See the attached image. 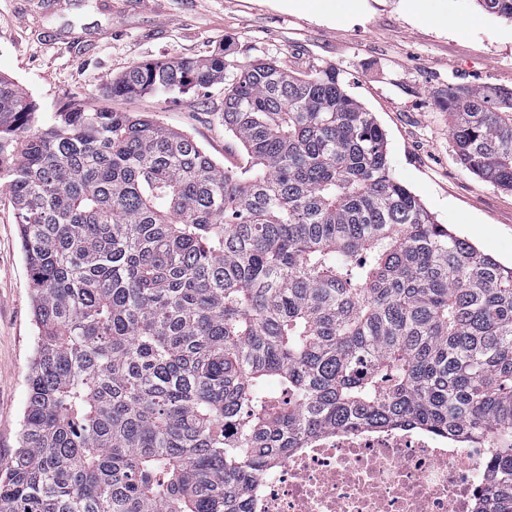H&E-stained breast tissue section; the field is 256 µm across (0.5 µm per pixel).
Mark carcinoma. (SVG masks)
I'll return each instance as SVG.
<instances>
[{"label": "carcinoma", "instance_id": "obj_1", "mask_svg": "<svg viewBox=\"0 0 512 512\" xmlns=\"http://www.w3.org/2000/svg\"><path fill=\"white\" fill-rule=\"evenodd\" d=\"M227 56L141 62L103 96L222 85L243 165L77 96L39 126L0 74L38 329L0 512H249L312 437L414 425L493 442L476 512H512V267L394 177L336 68ZM448 113L460 163L512 190V92L450 86Z\"/></svg>", "mask_w": 512, "mask_h": 512}]
</instances>
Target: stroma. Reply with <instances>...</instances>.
<instances>
[{
  "mask_svg": "<svg viewBox=\"0 0 512 512\" xmlns=\"http://www.w3.org/2000/svg\"><path fill=\"white\" fill-rule=\"evenodd\" d=\"M234 61L267 59L309 74L336 67L386 133L392 172L439 223L512 265V191L458 160L449 85L512 91V22L475 0H0V74L17 80L49 121L72 94L100 102L134 64L208 55L220 39ZM224 89L113 99L184 130L223 161ZM18 226L0 191V459L19 447L37 338Z\"/></svg>",
  "mask_w": 512,
  "mask_h": 512,
  "instance_id": "1",
  "label": "stroma"
}]
</instances>
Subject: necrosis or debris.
Instances as JSON below:
<instances>
[{"instance_id": "obj_1", "label": "necrosis or debris", "mask_w": 512, "mask_h": 512, "mask_svg": "<svg viewBox=\"0 0 512 512\" xmlns=\"http://www.w3.org/2000/svg\"><path fill=\"white\" fill-rule=\"evenodd\" d=\"M491 446L421 429L347 428L295 448L268 472L252 512H475Z\"/></svg>"}]
</instances>
